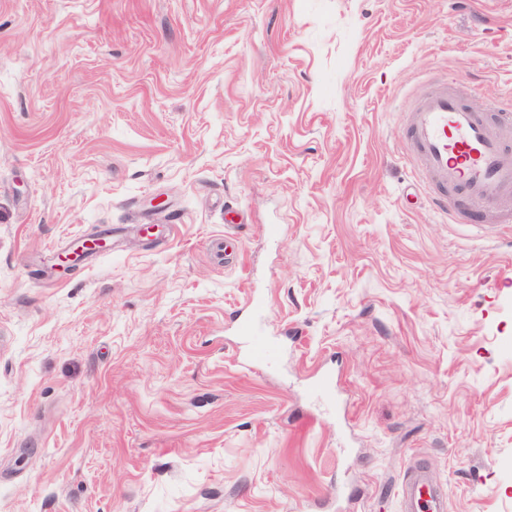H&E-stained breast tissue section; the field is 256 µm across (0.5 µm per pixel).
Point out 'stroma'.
I'll return each instance as SVG.
<instances>
[{
  "label": "stroma",
  "mask_w": 512,
  "mask_h": 512,
  "mask_svg": "<svg viewBox=\"0 0 512 512\" xmlns=\"http://www.w3.org/2000/svg\"><path fill=\"white\" fill-rule=\"evenodd\" d=\"M442 80L498 125L512 0H0V512H512V203L418 182ZM239 332L249 339L250 353L254 360H264L269 352V346L262 336H260L254 329L251 322L243 321L239 325ZM404 512H446L447 502L422 467H415L403 482Z\"/></svg>",
  "instance_id": "1"
}]
</instances>
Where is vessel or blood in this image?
Returning a JSON list of instances; mask_svg holds the SVG:
<instances>
[{
  "label": "vessel or blood",
  "instance_id": "obj_1",
  "mask_svg": "<svg viewBox=\"0 0 512 512\" xmlns=\"http://www.w3.org/2000/svg\"><path fill=\"white\" fill-rule=\"evenodd\" d=\"M405 155L422 184L435 187V204L446 192L465 196L475 206H492L512 194V121L492 130L447 84L428 88L408 114ZM254 360L269 346L251 322L239 326ZM404 512H447V502L424 468L403 483Z\"/></svg>",
  "mask_w": 512,
  "mask_h": 512
}]
</instances>
